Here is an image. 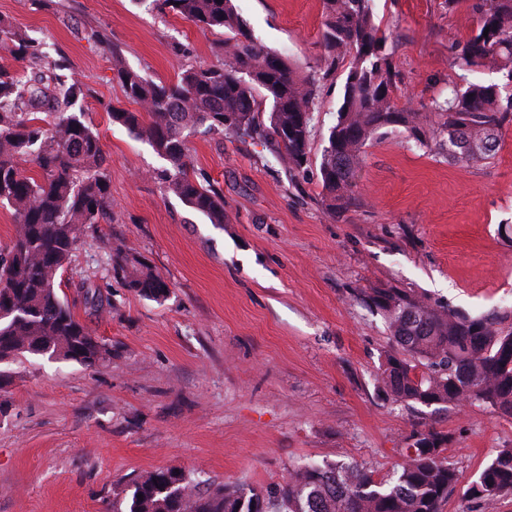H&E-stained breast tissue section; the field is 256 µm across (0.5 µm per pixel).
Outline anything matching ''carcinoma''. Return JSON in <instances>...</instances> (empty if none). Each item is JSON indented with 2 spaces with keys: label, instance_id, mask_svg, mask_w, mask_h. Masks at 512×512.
<instances>
[{
  "label": "carcinoma",
  "instance_id": "obj_1",
  "mask_svg": "<svg viewBox=\"0 0 512 512\" xmlns=\"http://www.w3.org/2000/svg\"><path fill=\"white\" fill-rule=\"evenodd\" d=\"M161 8L203 28L228 31L224 60L188 66L171 84L114 67L138 112L112 109V121L149 144L169 164L165 191L224 223V198L187 172L185 132L203 126L251 139H275L291 172L310 164L309 137L321 83L348 62L342 103L320 164L321 201L336 217L358 206L356 177L365 147L403 129L420 149L463 164L496 157L512 127V0H472L480 24L454 48L453 64L488 68L494 81L448 83L420 109L397 101V70L376 25L372 0H323L320 73L302 75L277 52L257 46L232 0H160ZM0 46L29 71L0 70V206L14 235L0 252V359L61 358L87 367L112 358L59 295L60 279L87 227L110 217L107 159L98 134L74 111L87 97L78 80H63L42 63L38 45L0 19ZM29 158L36 175L19 161ZM113 271L139 295L160 302L167 282L141 257L116 250ZM359 298L380 313L391 346L379 366V388L396 404L448 408L477 402L512 419V307L480 314L453 310L400 288H371ZM448 432L434 427L409 437L405 461L388 480L358 463L297 465L288 479L262 490L224 485L203 496L183 472L154 470L134 482L128 512H440L460 484L445 452ZM143 499H138V495ZM464 497L492 502L512 495V447L498 450Z\"/></svg>",
  "mask_w": 512,
  "mask_h": 512
}]
</instances>
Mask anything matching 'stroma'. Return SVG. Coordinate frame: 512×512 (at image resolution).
Listing matches in <instances>:
<instances>
[{
    "label": "stroma",
    "mask_w": 512,
    "mask_h": 512,
    "mask_svg": "<svg viewBox=\"0 0 512 512\" xmlns=\"http://www.w3.org/2000/svg\"><path fill=\"white\" fill-rule=\"evenodd\" d=\"M254 42L315 71L322 0H236ZM399 72L400 105L421 108L466 77L451 50L479 24L470 0H373ZM47 63L88 89L81 103L108 157L109 219L86 228L60 295L112 347L96 367L47 357L6 366L0 398V512H125L138 476L179 470L202 489L282 483L298 463L356 461L394 475L412 430H447L449 461L475 480L512 420L481 405L442 412L391 403L377 390L388 350L381 314L359 288L395 287L473 314L512 305V129L494 160L462 165L391 133L366 149L357 208L334 217L319 163L346 78L321 90L311 164L291 174L275 141L197 128L187 166L224 196L223 224L165 193L166 160L112 122L134 110L114 60L157 83L217 65L226 34L155 0H0ZM141 256L169 285L141 297L111 268V249ZM112 299L95 315L86 290Z\"/></svg>",
    "instance_id": "stroma-1"
}]
</instances>
